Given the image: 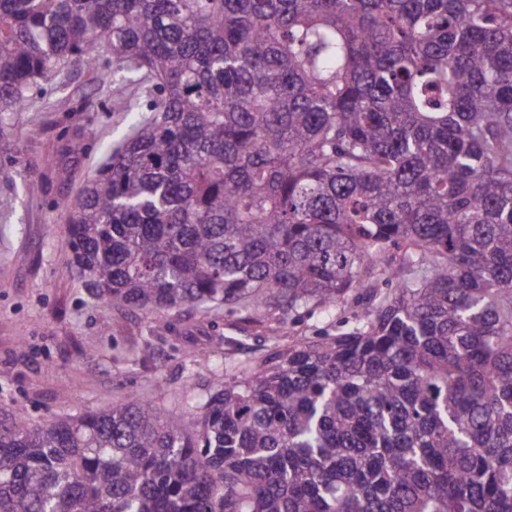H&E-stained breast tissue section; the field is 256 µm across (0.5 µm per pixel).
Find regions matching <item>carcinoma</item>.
Segmentation results:
<instances>
[{
  "label": "carcinoma",
  "mask_w": 512,
  "mask_h": 512,
  "mask_svg": "<svg viewBox=\"0 0 512 512\" xmlns=\"http://www.w3.org/2000/svg\"><path fill=\"white\" fill-rule=\"evenodd\" d=\"M108 53L150 100L72 211L92 297L366 301L179 413L0 409V512H512V0H0V152Z\"/></svg>",
  "instance_id": "1"
}]
</instances>
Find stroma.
Here are the masks:
<instances>
[{
  "label": "stroma",
  "instance_id": "1",
  "mask_svg": "<svg viewBox=\"0 0 512 512\" xmlns=\"http://www.w3.org/2000/svg\"><path fill=\"white\" fill-rule=\"evenodd\" d=\"M113 63L67 64L39 83L12 119V157L0 166V408L34 423L130 393L181 411L293 336L335 335L360 311L352 293L293 312L186 305L162 326L91 298L70 274L63 204L130 134L139 115L126 100L147 101L142 85L101 84Z\"/></svg>",
  "mask_w": 512,
  "mask_h": 512
}]
</instances>
